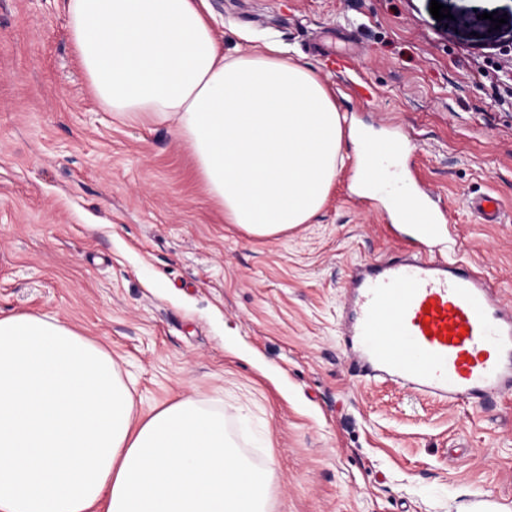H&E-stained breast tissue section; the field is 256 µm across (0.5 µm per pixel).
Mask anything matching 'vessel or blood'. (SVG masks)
Here are the masks:
<instances>
[{
	"instance_id": "b4317fda",
	"label": "vessel or blood",
	"mask_w": 512,
	"mask_h": 512,
	"mask_svg": "<svg viewBox=\"0 0 512 512\" xmlns=\"http://www.w3.org/2000/svg\"><path fill=\"white\" fill-rule=\"evenodd\" d=\"M468 205L478 223H501L492 195L469 197ZM347 319L361 374L452 403L512 394V306L459 255L417 251L361 266Z\"/></svg>"
}]
</instances>
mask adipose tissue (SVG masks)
<instances>
[{"mask_svg": "<svg viewBox=\"0 0 512 512\" xmlns=\"http://www.w3.org/2000/svg\"><path fill=\"white\" fill-rule=\"evenodd\" d=\"M202 0H68L100 103L169 123L224 221L256 238L308 223L344 164L326 84L275 42L225 57ZM356 186L393 147L355 136ZM270 481L223 413L185 398L134 417L112 355L59 319L0 314V512H267Z\"/></svg>", "mask_w": 512, "mask_h": 512, "instance_id": "obj_1", "label": "adipose tissue"}]
</instances>
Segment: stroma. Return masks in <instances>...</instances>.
Masks as SVG:
<instances>
[{
    "label": "stroma",
    "mask_w": 512,
    "mask_h": 512,
    "mask_svg": "<svg viewBox=\"0 0 512 512\" xmlns=\"http://www.w3.org/2000/svg\"><path fill=\"white\" fill-rule=\"evenodd\" d=\"M207 0L225 54L266 41L310 64L344 127L405 142L449 217V250L512 303V222L479 224L467 197L512 214V108L482 74L512 75L506 24L474 0ZM67 0H0V312L56 317L109 351L137 418L190 397L226 411L271 512H512V398L448 408L351 373L345 286L370 258L416 248L385 193L352 192L346 158L309 223L255 238L225 223L167 124L130 123L93 94ZM350 68L336 75L335 57Z\"/></svg>",
    "instance_id": "stroma-1"
}]
</instances>
